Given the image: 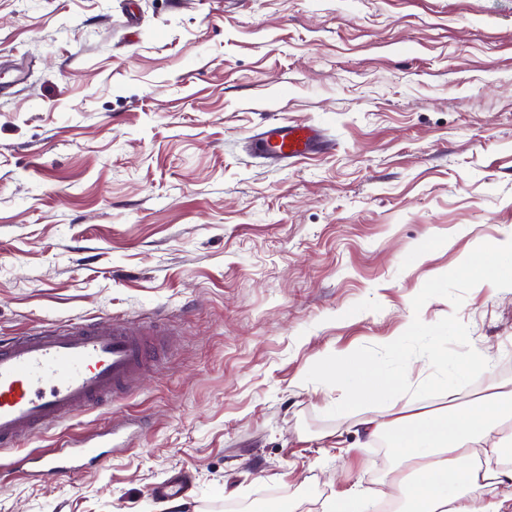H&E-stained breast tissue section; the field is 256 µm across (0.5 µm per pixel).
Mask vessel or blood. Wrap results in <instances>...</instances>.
<instances>
[{
	"label": "vessel or blood",
	"mask_w": 512,
	"mask_h": 512,
	"mask_svg": "<svg viewBox=\"0 0 512 512\" xmlns=\"http://www.w3.org/2000/svg\"><path fill=\"white\" fill-rule=\"evenodd\" d=\"M248 142L258 156L285 164L326 144L317 128L303 123L271 124ZM160 333L115 319L106 327L94 321L49 326L0 344V447H16L80 410L132 392L143 373L160 364L153 341ZM106 438L103 431L58 438L40 462V475L64 476L99 460Z\"/></svg>",
	"instance_id": "vessel-or-blood-1"
}]
</instances>
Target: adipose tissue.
<instances>
[{
    "label": "adipose tissue",
    "instance_id": "1",
    "mask_svg": "<svg viewBox=\"0 0 512 512\" xmlns=\"http://www.w3.org/2000/svg\"><path fill=\"white\" fill-rule=\"evenodd\" d=\"M463 268L475 278L511 273L512 236L472 255ZM336 369L351 383L350 404H388L385 414L360 419L359 425L368 436L390 439L400 512H512V497L484 494L503 480L512 481V469L500 463L505 442L512 438V384L484 400L461 404L457 396L466 378L464 365L436 363L447 385L448 405L435 411L409 397L413 367L391 374L361 360Z\"/></svg>",
    "mask_w": 512,
    "mask_h": 512
}]
</instances>
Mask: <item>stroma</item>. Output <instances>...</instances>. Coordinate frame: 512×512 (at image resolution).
Segmentation results:
<instances>
[{
	"mask_svg": "<svg viewBox=\"0 0 512 512\" xmlns=\"http://www.w3.org/2000/svg\"><path fill=\"white\" fill-rule=\"evenodd\" d=\"M331 146L288 167L273 122ZM512 0H0V340L138 318L161 369L24 442L112 426L46 481L0 448V512H323L394 461L336 360L424 352L469 401L512 382ZM247 139L258 156L286 165L309 158L326 144L317 128L303 123H273ZM463 269L472 277L495 274H511L512 271V234L497 242L490 251L482 250L472 255L463 265Z\"/></svg>",
	"mask_w": 512,
	"mask_h": 512,
	"instance_id": "1",
	"label": "stroma"
}]
</instances>
